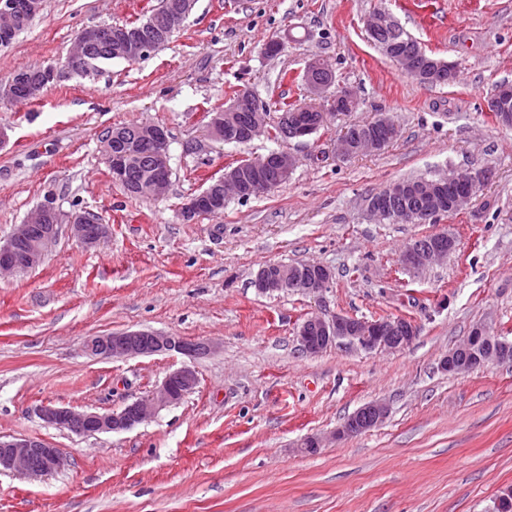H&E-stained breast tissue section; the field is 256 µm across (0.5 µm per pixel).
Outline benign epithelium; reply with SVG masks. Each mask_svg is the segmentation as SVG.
<instances>
[{
    "instance_id": "7a95c632",
    "label": "benign epithelium",
    "mask_w": 512,
    "mask_h": 512,
    "mask_svg": "<svg viewBox=\"0 0 512 512\" xmlns=\"http://www.w3.org/2000/svg\"><path fill=\"white\" fill-rule=\"evenodd\" d=\"M195 0H175L164 15L162 34L181 29L193 10ZM42 0H7L0 5V35L5 37L14 32L15 18L20 13L34 16L39 13ZM366 29L372 34L390 31L399 36V24L386 10H377L367 20ZM388 50L396 55L401 68L417 80L427 84H444L455 78V64L430 57L423 50L409 55L396 54L395 44ZM151 46L140 39L133 29L111 28L105 24L84 27L77 35L74 52L67 58L64 66L48 65L41 68L43 79L25 82L20 78L10 79L0 85V98L12 102H25L38 98L48 86L45 79H60L70 72L81 73L88 69L92 60L97 58L136 60L146 56ZM306 83L317 99H324L336 112H350L357 105L355 92L342 88L333 94L328 91L335 85L336 75L333 67L326 66L318 58L312 59L304 70ZM512 86L501 84L489 98V111L498 115L499 124L512 125ZM248 113L249 122L245 136L248 140L267 134L270 121L258 100L248 90L242 91L228 107L224 109V118L211 117L207 134L213 139L222 136V122L237 121L243 113ZM290 140H302L311 136L315 125L302 123L298 112H281L275 119ZM396 124L388 117L379 119L376 134L364 142L363 152L370 153L375 147L395 136ZM142 141L147 144L157 166L150 177L137 184L134 190L145 196H160L170 184L168 167L169 139L167 130L159 125L144 124L140 130ZM101 143L107 165L112 170V180L118 184L124 182L123 154L115 150L112 135L106 134ZM253 166L263 169L268 165L276 168L277 181L283 182L292 173L297 157L286 150L252 160ZM485 172L479 175L469 172L461 174L450 170L428 180L420 181L417 193L426 200V207L419 211H406L404 216L416 223H430L438 216L443 206L448 204L457 211L463 209L475 196L476 190L487 180ZM275 183L257 180L245 184L236 177V170L224 173L202 192L190 198L180 211L181 219L189 221L204 208L211 205L219 193L239 200H247L271 190ZM60 217L50 203L39 206L22 224L17 225L6 244L0 246V276L13 274L39 265L46 248L55 240ZM43 225L39 239L23 253L14 250V244L28 239L31 225ZM99 225L98 235H87L86 225ZM71 236L85 247H94L108 236V226L101 223L99 217L90 212L77 213L70 217ZM456 247V240L446 232H436L419 239L407 247L401 254V263L408 269L421 270L446 257L444 247ZM331 272L319 263H305V268L297 270L286 266L279 268L273 275L257 272L254 286L262 294H272L283 290L303 294L316 300L330 288ZM416 324L405 318H385L368 320L336 314L330 318L314 314L299 326L296 340L298 350L303 354L315 356L324 350L343 344L365 351L397 352L413 343L417 337ZM141 331H125L102 336L84 344L87 352L103 354L114 359H129L141 355L177 352L187 357H195L210 350V345L202 343L194 350L179 336L153 334L154 344L150 349L139 346ZM512 363V341L494 334L486 323L474 325L463 340L451 348L439 360V367L448 373H468L488 365ZM180 383L182 392L176 393L174 383ZM197 384V375L193 368L185 365L170 373L152 392L126 404L119 412H77L71 407L45 406L41 409L42 419L56 427L89 426L95 433L119 432L131 430L150 420L164 407L177 404L179 396L192 391ZM389 412V406L382 400L372 401L361 406L356 412L336 428L331 439L339 441L381 425ZM39 455L41 464L31 463L33 455ZM65 465L60 449L31 438L0 439V471L15 472L30 478H40L58 472Z\"/></svg>"
}]
</instances>
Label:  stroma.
I'll use <instances>...</instances> for the list:
<instances>
[{
  "mask_svg": "<svg viewBox=\"0 0 512 512\" xmlns=\"http://www.w3.org/2000/svg\"><path fill=\"white\" fill-rule=\"evenodd\" d=\"M158 0H43L33 24L0 47V82L64 62L79 31L122 25ZM389 11L427 54L458 63L454 83L405 74L368 39L366 20ZM283 50L264 55L269 40ZM315 57L358 105L326 130L284 148L299 158L268 193L182 222L184 203L237 161L275 144L204 138L234 89L268 112L298 101L282 81ZM512 84V0H196L181 31L145 60H114L71 75L37 99L0 102V245L43 203L62 221L90 211L108 224L94 248L61 228L44 262L0 279V436L36 437L67 466L40 480L0 473V512H491L512 488V364L454 375L440 358L476 322L512 340V130L488 99ZM391 116L385 149L344 159L349 125ZM167 129L171 170L160 197L127 195L100 149L117 124ZM446 170L489 172L469 206L438 224L374 221L370 197L403 179ZM448 232L441 263L406 270L414 240ZM316 262L333 283L322 300L252 285L268 263ZM369 320L405 315L418 335L404 350L337 345L316 356L296 341L315 313ZM144 330L213 343L112 360L86 339ZM198 384L179 405L129 431L79 435L46 424V405L117 412L184 364ZM385 400V422L301 454Z\"/></svg>",
  "mask_w": 512,
  "mask_h": 512,
  "instance_id": "1",
  "label": "stroma"
}]
</instances>
